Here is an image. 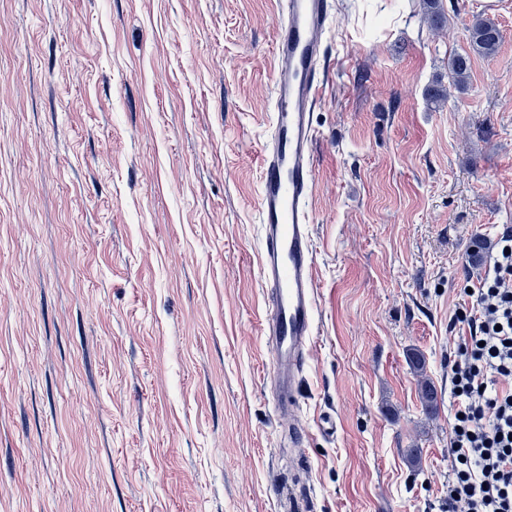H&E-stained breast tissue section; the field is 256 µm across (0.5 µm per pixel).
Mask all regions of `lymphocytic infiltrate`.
I'll return each mask as SVG.
<instances>
[{
    "instance_id": "obj_1",
    "label": "lymphocytic infiltrate",
    "mask_w": 512,
    "mask_h": 512,
    "mask_svg": "<svg viewBox=\"0 0 512 512\" xmlns=\"http://www.w3.org/2000/svg\"><path fill=\"white\" fill-rule=\"evenodd\" d=\"M454 315L469 334L448 358L458 400L449 453L448 512H512V228L503 229L492 262Z\"/></svg>"
}]
</instances>
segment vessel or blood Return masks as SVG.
<instances>
[{
  "mask_svg": "<svg viewBox=\"0 0 512 512\" xmlns=\"http://www.w3.org/2000/svg\"><path fill=\"white\" fill-rule=\"evenodd\" d=\"M332 0H279L273 112L262 152L260 281L270 311L262 324L273 351L270 380L279 414H294L315 325L312 211L313 111L323 80Z\"/></svg>",
  "mask_w": 512,
  "mask_h": 512,
  "instance_id": "obj_1",
  "label": "vessel or blood"
}]
</instances>
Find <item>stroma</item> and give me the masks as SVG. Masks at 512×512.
I'll return each instance as SVG.
<instances>
[{
    "label": "stroma",
    "instance_id": "35a3bbf8",
    "mask_svg": "<svg viewBox=\"0 0 512 512\" xmlns=\"http://www.w3.org/2000/svg\"><path fill=\"white\" fill-rule=\"evenodd\" d=\"M442 5L335 0L296 448L260 334L276 0H0V512H448L452 318L512 226V0ZM478 16L501 46L459 90Z\"/></svg>",
    "mask_w": 512,
    "mask_h": 512
}]
</instances>
